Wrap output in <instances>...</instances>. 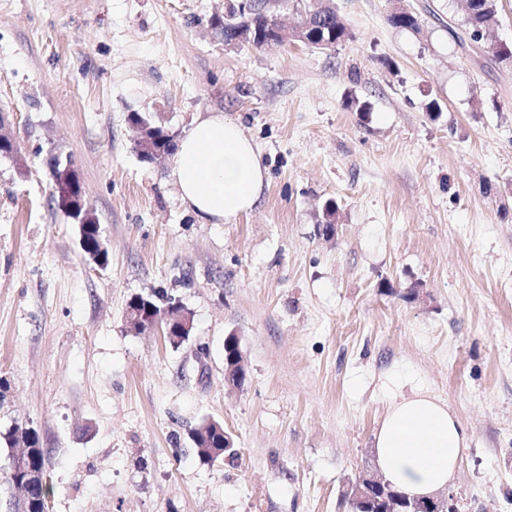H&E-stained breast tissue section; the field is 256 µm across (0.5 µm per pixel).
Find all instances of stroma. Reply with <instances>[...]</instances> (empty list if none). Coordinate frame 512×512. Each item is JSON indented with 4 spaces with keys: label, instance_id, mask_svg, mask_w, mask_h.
Returning a JSON list of instances; mask_svg holds the SVG:
<instances>
[{
    "label": "stroma",
    "instance_id": "obj_1",
    "mask_svg": "<svg viewBox=\"0 0 512 512\" xmlns=\"http://www.w3.org/2000/svg\"><path fill=\"white\" fill-rule=\"evenodd\" d=\"M227 0H0V512L6 435L36 430L48 512H345L392 401L423 388L470 439L460 512H512V68L448 32L462 0H333L352 37L225 46ZM419 31L393 27L394 6ZM139 112H213L256 144L259 205L201 224ZM71 155L109 252L84 262L47 162ZM336 232L324 237L327 201ZM153 290L188 341L131 331ZM246 357L224 383V338ZM223 423L235 463L201 462Z\"/></svg>",
    "mask_w": 512,
    "mask_h": 512
}]
</instances>
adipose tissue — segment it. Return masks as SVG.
I'll return each mask as SVG.
<instances>
[{
  "label": "adipose tissue",
  "instance_id": "adipose-tissue-1",
  "mask_svg": "<svg viewBox=\"0 0 512 512\" xmlns=\"http://www.w3.org/2000/svg\"><path fill=\"white\" fill-rule=\"evenodd\" d=\"M173 176L184 204L205 223L251 211L266 182L253 142L219 113L197 119L183 137ZM468 439L446 401L417 390L392 402L375 436L377 465L402 492L430 496L452 480Z\"/></svg>",
  "mask_w": 512,
  "mask_h": 512
}]
</instances>
